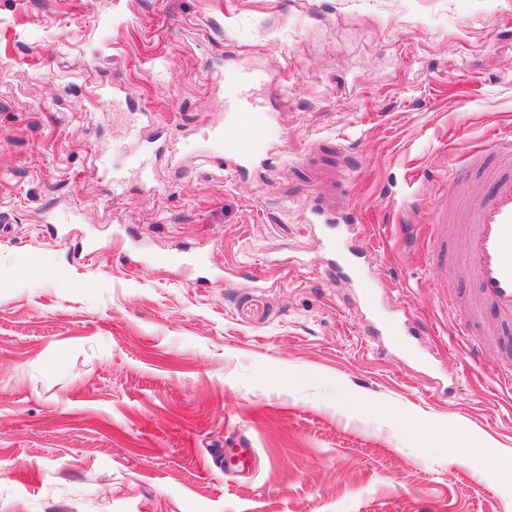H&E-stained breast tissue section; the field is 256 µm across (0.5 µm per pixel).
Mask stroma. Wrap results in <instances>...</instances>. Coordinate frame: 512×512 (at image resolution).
<instances>
[{
  "label": "stroma",
  "mask_w": 512,
  "mask_h": 512,
  "mask_svg": "<svg viewBox=\"0 0 512 512\" xmlns=\"http://www.w3.org/2000/svg\"><path fill=\"white\" fill-rule=\"evenodd\" d=\"M217 61L263 75L271 171L113 182L141 117L172 142L218 119ZM509 131L512 0H0V512H512V387L470 348L512 357L448 306L460 234L447 276L425 260ZM316 196L381 308L426 323L416 357L329 268ZM432 222L435 224V246L438 256V262L433 266V270L435 275H446L448 273V213L435 210Z\"/></svg>",
  "instance_id": "stroma-1"
}]
</instances>
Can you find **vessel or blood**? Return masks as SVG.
<instances>
[{"mask_svg":"<svg viewBox=\"0 0 512 512\" xmlns=\"http://www.w3.org/2000/svg\"><path fill=\"white\" fill-rule=\"evenodd\" d=\"M209 77L224 86V119L205 127L198 137L179 143H165L158 151L166 155L172 167H180L184 158L203 154L223 166L230 175L239 177L269 161L267 144L274 125L273 113L267 112L248 92L256 79L253 71L223 72L209 70ZM498 156V168L487 174L489 191L471 202L464 213L468 231L464 241V258L475 282L470 305L475 314L491 312L500 326L512 328V135L495 136L484 151L469 154L472 165H480L483 152ZM435 246L438 261L435 274L448 271V215L434 211ZM306 222L332 256L338 277L356 288L366 311L376 316L385 336L407 356H415L411 336L420 334V322L409 323L401 315L379 312V299L360 256L342 227L352 219L328 211L322 204L310 207Z\"/></svg>","mask_w":512,"mask_h":512,"instance_id":"obj_1","label":"vessel or blood"}]
</instances>
